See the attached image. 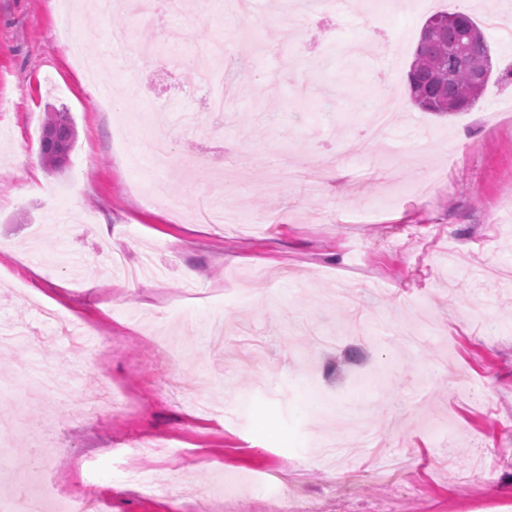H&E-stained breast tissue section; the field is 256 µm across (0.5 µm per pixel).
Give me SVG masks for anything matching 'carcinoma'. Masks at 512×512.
<instances>
[{
	"label": "carcinoma",
	"mask_w": 512,
	"mask_h": 512,
	"mask_svg": "<svg viewBox=\"0 0 512 512\" xmlns=\"http://www.w3.org/2000/svg\"><path fill=\"white\" fill-rule=\"evenodd\" d=\"M418 44L408 72L411 102L424 112L451 115L472 108L492 76V59L478 22L468 14ZM76 143L66 109L48 112L41 139L44 165L58 170Z\"/></svg>",
	"instance_id": "carcinoma-1"
}]
</instances>
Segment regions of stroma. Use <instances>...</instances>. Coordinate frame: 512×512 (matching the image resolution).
<instances>
[{"label":"stroma","mask_w":512,"mask_h":512,"mask_svg":"<svg viewBox=\"0 0 512 512\" xmlns=\"http://www.w3.org/2000/svg\"><path fill=\"white\" fill-rule=\"evenodd\" d=\"M448 8L418 0L371 20L254 0L244 21L224 0H182L153 28L80 0H0V332L20 333L0 350V412L53 422L55 487L78 481L104 512H196L200 496L210 512H263L251 487L278 474L321 512H512V124L491 123L512 113V45L486 32L494 77L470 111L404 103L320 191L267 184L362 137ZM116 28L133 50L113 48ZM71 39L114 56L108 81L87 79ZM214 41L235 92L219 115L208 86L164 63ZM55 107L76 144L33 181ZM200 154L248 174L218 200L242 224L213 222L208 188L189 184L181 161ZM156 179L166 203L147 197ZM425 319L416 346L390 334ZM164 339L187 358L162 370ZM38 365L58 367L64 400L28 403ZM374 368L380 380L357 386ZM107 381L131 415H85ZM330 434L345 444L327 459ZM8 441L10 499L31 460L22 434ZM127 464L159 492L121 482Z\"/></svg>","instance_id":"1"}]
</instances>
